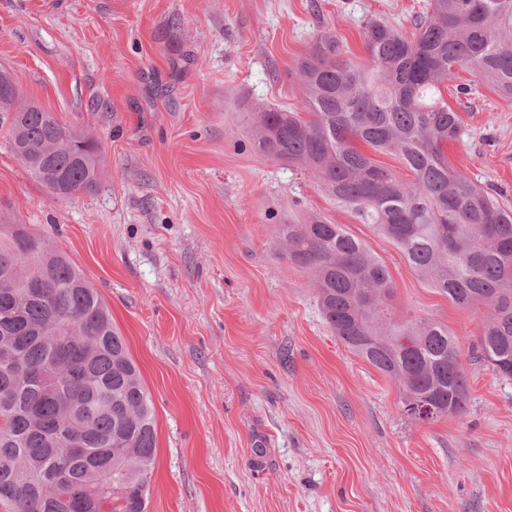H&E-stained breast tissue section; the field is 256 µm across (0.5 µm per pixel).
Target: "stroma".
<instances>
[{
    "label": "stroma",
    "mask_w": 512,
    "mask_h": 512,
    "mask_svg": "<svg viewBox=\"0 0 512 512\" xmlns=\"http://www.w3.org/2000/svg\"><path fill=\"white\" fill-rule=\"evenodd\" d=\"M427 0H0V69L100 140L95 188L54 199L0 137V233L24 224L97 288L153 401L147 512H512V378L479 357L482 313L268 160L239 106L305 109L322 33L364 61L363 23L410 33ZM451 165L512 207V99L465 70ZM326 214L386 264L397 317L459 339L462 413L421 422L325 323L277 225Z\"/></svg>",
    "instance_id": "obj_1"
}]
</instances>
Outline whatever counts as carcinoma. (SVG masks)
Masks as SVG:
<instances>
[{"label": "carcinoma", "mask_w": 512, "mask_h": 512, "mask_svg": "<svg viewBox=\"0 0 512 512\" xmlns=\"http://www.w3.org/2000/svg\"><path fill=\"white\" fill-rule=\"evenodd\" d=\"M362 35L363 64L321 36L296 64L307 116L247 108V134L393 243L427 287L484 310L481 356L512 377V210L448 162L444 146L460 138L461 120L441 94L458 68L512 98V0H431L413 36L379 18ZM26 103L1 70L0 131L14 158L56 198L92 189L100 141ZM360 142L395 155L412 179L374 163ZM277 236L327 324L397 384L407 416L417 418L408 403L422 395L434 418L464 410L456 336L430 318L394 317L389 271L361 239L322 214L279 224ZM76 428L81 451L68 446ZM155 459L152 399L101 296L26 225L0 237V504L146 512Z\"/></svg>", "instance_id": "obj_1"}]
</instances>
